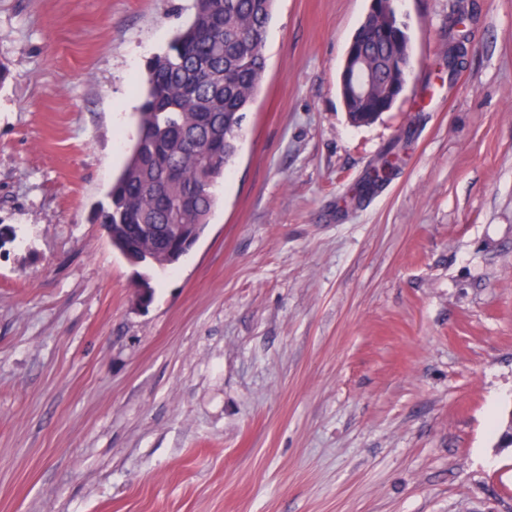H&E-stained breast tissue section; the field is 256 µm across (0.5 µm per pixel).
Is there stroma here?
<instances>
[{"label": "stroma", "mask_w": 512, "mask_h": 512, "mask_svg": "<svg viewBox=\"0 0 512 512\" xmlns=\"http://www.w3.org/2000/svg\"><path fill=\"white\" fill-rule=\"evenodd\" d=\"M455 4L394 0L410 85L357 126L370 0H275L219 202L142 307L95 214L194 0H0V512H512V0H466L451 78ZM470 19L465 5L459 4L448 21V48L443 51L444 66L448 77L457 71L467 53L468 30L466 22ZM461 26V27H460Z\"/></svg>", "instance_id": "35a3bbf8"}]
</instances>
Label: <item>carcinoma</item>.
<instances>
[{
  "label": "carcinoma",
  "mask_w": 512,
  "mask_h": 512,
  "mask_svg": "<svg viewBox=\"0 0 512 512\" xmlns=\"http://www.w3.org/2000/svg\"><path fill=\"white\" fill-rule=\"evenodd\" d=\"M274 0H195L191 23L153 57L137 113V152L107 194L97 220L134 265L166 268L178 261L182 240L174 224L190 232L207 224L215 188L238 152L242 122L266 71L263 53ZM469 12L458 5L448 21L444 66L453 75L467 53ZM375 78L349 99L339 77L343 109L357 124L375 121L397 98L401 70L396 57L410 41L396 15L382 4L353 36Z\"/></svg>",
  "instance_id": "obj_1"
}]
</instances>
